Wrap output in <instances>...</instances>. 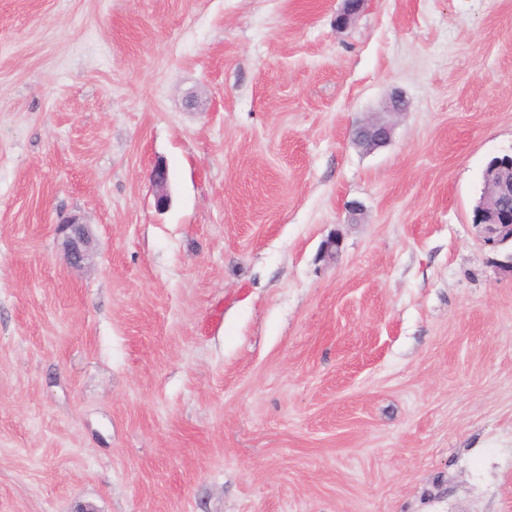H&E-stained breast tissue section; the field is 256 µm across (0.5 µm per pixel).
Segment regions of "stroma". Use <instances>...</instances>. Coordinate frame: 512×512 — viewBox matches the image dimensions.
<instances>
[{"label": "stroma", "instance_id": "stroma-1", "mask_svg": "<svg viewBox=\"0 0 512 512\" xmlns=\"http://www.w3.org/2000/svg\"><path fill=\"white\" fill-rule=\"evenodd\" d=\"M343 5L0 0V512H512V0ZM392 133L393 124L391 120L378 117L358 123L352 134L353 141L358 147L371 151L386 145L391 140ZM485 182L488 192L474 209L473 224L484 245L496 248L512 241V214L497 207L501 198H512V156L492 161L485 170ZM57 230L64 237V250L67 264L72 269H80L92 257L91 239L86 225L76 217H70L58 224Z\"/></svg>", "mask_w": 512, "mask_h": 512}]
</instances>
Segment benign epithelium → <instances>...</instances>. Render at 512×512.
<instances>
[{
	"mask_svg": "<svg viewBox=\"0 0 512 512\" xmlns=\"http://www.w3.org/2000/svg\"><path fill=\"white\" fill-rule=\"evenodd\" d=\"M345 7L337 16L339 27H346L353 16L360 12L365 0H344ZM407 110V102L398 92L391 94L386 106L387 116L378 117L357 124L353 130L354 143L371 151L386 145L392 137L393 124L389 116ZM151 181L157 188L156 207H166L168 198L164 192L166 170L158 167L151 172ZM485 182L488 193L474 209L473 224L484 245L496 248L512 241V214L503 213L497 207L500 199L512 198V156L499 157L485 170ZM58 233L64 237V250L67 264L72 269H80L91 259V239L86 225L76 217H70L57 225Z\"/></svg>",
	"mask_w": 512,
	"mask_h": 512,
	"instance_id": "obj_1",
	"label": "benign epithelium"
}]
</instances>
